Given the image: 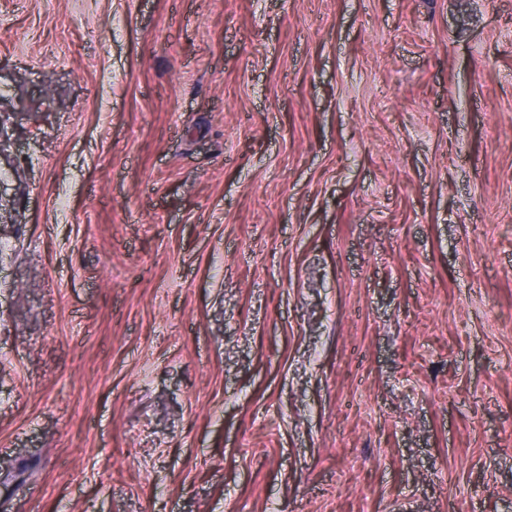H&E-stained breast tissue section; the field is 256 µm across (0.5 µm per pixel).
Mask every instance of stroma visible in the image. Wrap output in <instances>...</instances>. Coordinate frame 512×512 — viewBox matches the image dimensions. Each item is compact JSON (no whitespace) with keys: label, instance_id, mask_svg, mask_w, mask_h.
<instances>
[{"label":"stroma","instance_id":"stroma-1","mask_svg":"<svg viewBox=\"0 0 512 512\" xmlns=\"http://www.w3.org/2000/svg\"><path fill=\"white\" fill-rule=\"evenodd\" d=\"M0 512H512V0H0Z\"/></svg>","mask_w":512,"mask_h":512}]
</instances>
